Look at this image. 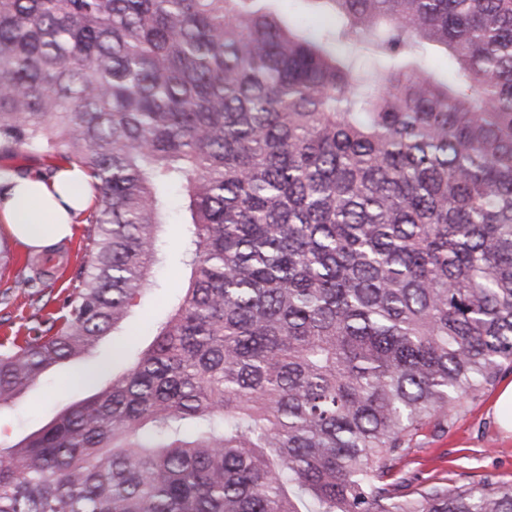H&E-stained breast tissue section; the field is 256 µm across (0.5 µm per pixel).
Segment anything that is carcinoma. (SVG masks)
Instances as JSON below:
<instances>
[{"mask_svg":"<svg viewBox=\"0 0 512 512\" xmlns=\"http://www.w3.org/2000/svg\"><path fill=\"white\" fill-rule=\"evenodd\" d=\"M267 2L0 0V159L95 189L0 410L126 328L175 197L186 272L130 369L0 446V512H512L392 480L512 363V0H323L318 36Z\"/></svg>","mask_w":512,"mask_h":512,"instance_id":"carcinoma-1","label":"carcinoma"}]
</instances>
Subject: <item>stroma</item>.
I'll return each mask as SVG.
<instances>
[{"label": "stroma", "instance_id": "1", "mask_svg": "<svg viewBox=\"0 0 512 512\" xmlns=\"http://www.w3.org/2000/svg\"><path fill=\"white\" fill-rule=\"evenodd\" d=\"M274 8L284 21L313 34L336 25L335 13L321 0H276ZM82 234V225H74L70 238L56 245L60 265L49 288L19 287V280L32 272L23 262L31 250L18 240H10L12 256L8 262H0V346L10 347L14 337L28 335L30 328L41 326L45 319L62 316L64 299L83 275L78 255ZM177 276V269L156 264L151 274L153 284L141 308L131 316L132 323L141 327L138 336L117 358L112 355L111 340H104L88 357V364L109 362L117 373L129 367L138 351L153 339L152 330L142 325L143 311L152 309L162 296L173 295ZM73 369V364L64 365L32 388L20 406L0 412V443L19 440L85 396L83 386L67 383ZM510 382L512 367H503L496 386L469 400L448 432L435 431L430 425L419 430L410 442L408 455L397 464L395 476L405 475L424 484H472L487 477L512 481V437L504 435L493 417L498 388Z\"/></svg>", "mask_w": 512, "mask_h": 512}]
</instances>
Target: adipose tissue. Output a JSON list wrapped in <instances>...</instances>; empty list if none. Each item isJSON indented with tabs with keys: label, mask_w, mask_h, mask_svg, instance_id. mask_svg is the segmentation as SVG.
I'll list each match as a JSON object with an SVG mask.
<instances>
[{
	"label": "adipose tissue",
	"mask_w": 512,
	"mask_h": 512,
	"mask_svg": "<svg viewBox=\"0 0 512 512\" xmlns=\"http://www.w3.org/2000/svg\"><path fill=\"white\" fill-rule=\"evenodd\" d=\"M92 199L85 174L75 166L49 178L0 172V223L20 242L40 250L69 238L77 214Z\"/></svg>",
	"instance_id": "ef3b65f1"
}]
</instances>
